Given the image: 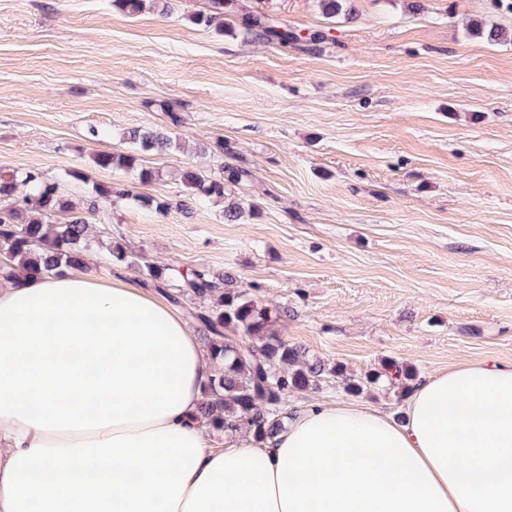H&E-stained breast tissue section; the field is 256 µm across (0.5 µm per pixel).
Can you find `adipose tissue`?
<instances>
[{
	"mask_svg": "<svg viewBox=\"0 0 512 512\" xmlns=\"http://www.w3.org/2000/svg\"><path fill=\"white\" fill-rule=\"evenodd\" d=\"M214 372L134 282L0 281V512H512V362L427 375L398 418L312 400L221 447L200 417Z\"/></svg>",
	"mask_w": 512,
	"mask_h": 512,
	"instance_id": "obj_1",
	"label": "adipose tissue"
}]
</instances>
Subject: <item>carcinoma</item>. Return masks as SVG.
<instances>
[{
    "instance_id": "cac0c4a2",
    "label": "carcinoma",
    "mask_w": 512,
    "mask_h": 512,
    "mask_svg": "<svg viewBox=\"0 0 512 512\" xmlns=\"http://www.w3.org/2000/svg\"><path fill=\"white\" fill-rule=\"evenodd\" d=\"M113 6L128 17L147 9L168 11L165 0H113ZM239 18L242 33L261 35L269 42L297 44L298 36L288 27L261 12L250 11L241 0H206L194 22L205 27H224V17ZM490 42L511 41L512 29L491 25L482 30ZM132 144L144 152H166L181 147L162 129H134L129 133ZM141 161L139 154L102 152L95 164L103 169L131 170ZM251 179L250 170L229 166L223 173L209 178L192 168L181 173V181L198 192L203 205L224 199L225 183L240 184ZM87 207L68 202L59 182L37 169L23 173L0 168V253L8 263L0 265V278L16 275V268L39 273L59 274L86 262L93 241L91 224L85 212L94 213L104 202L129 195L125 188L97 186ZM136 263L135 254L121 242L109 245L107 270L113 271ZM144 272L153 287L175 305L192 300L198 306L189 312L213 358L218 361L212 378L205 385L201 417L217 431L234 435L243 430L257 442L272 437L285 424L288 414L283 404L288 394L319 386L325 373L342 377L344 389L360 395L378 383L381 377L395 373L401 381L415 379L413 370L396 362L382 372L356 375L336 364L330 368L306 358L300 347L289 343L271 330L281 317L233 287V278L207 268L190 271L180 279L166 273V268L142 261ZM231 330L239 337L235 343L225 334Z\"/></svg>"
}]
</instances>
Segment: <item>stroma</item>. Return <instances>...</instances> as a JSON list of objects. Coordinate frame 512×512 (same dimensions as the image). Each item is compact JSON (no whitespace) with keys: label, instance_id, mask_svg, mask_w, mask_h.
<instances>
[{"label":"stroma","instance_id":"obj_1","mask_svg":"<svg viewBox=\"0 0 512 512\" xmlns=\"http://www.w3.org/2000/svg\"><path fill=\"white\" fill-rule=\"evenodd\" d=\"M130 18L112 0H0V167L36 168L90 215L92 271L106 246L236 275L308 359L349 372L391 359L417 377L512 362V28L502 0H244L319 42L302 50L197 25L206 0ZM97 128L90 138L89 128ZM182 147L146 152L161 177L96 166L133 152L129 129ZM238 165L250 181L195 207L180 180ZM194 206L156 214L145 197ZM245 213L224 219L225 201Z\"/></svg>","mask_w":512,"mask_h":512}]
</instances>
